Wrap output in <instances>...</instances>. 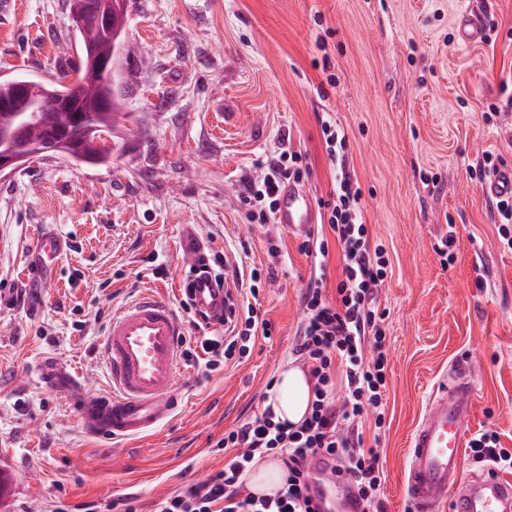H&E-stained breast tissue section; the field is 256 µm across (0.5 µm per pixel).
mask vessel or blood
Wrapping results in <instances>:
<instances>
[{
    "label": "vessel or blood",
    "mask_w": 512,
    "mask_h": 512,
    "mask_svg": "<svg viewBox=\"0 0 512 512\" xmlns=\"http://www.w3.org/2000/svg\"><path fill=\"white\" fill-rule=\"evenodd\" d=\"M484 19L467 10L457 25L460 44L482 39ZM487 195L512 196V166H500L485 183ZM278 225L293 237L311 234L316 222L305 187L291 184L279 199ZM190 301L200 311L218 313L224 307L212 282L194 274L188 279ZM182 322L165 298L147 291L115 311L103 338L102 358L112 385L109 395L78 390L73 394L79 419L92 435L125 440L166 420L179 402V353ZM477 399L469 367L456 370L430 396L415 426L407 455L404 491L414 512H512V481L496 473L467 475L463 448L472 429L470 417ZM316 476L313 495L320 512H356L352 486L323 457L309 464Z\"/></svg>",
    "instance_id": "vessel-or-blood-1"
}]
</instances>
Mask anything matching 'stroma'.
<instances>
[{
  "mask_svg": "<svg viewBox=\"0 0 512 512\" xmlns=\"http://www.w3.org/2000/svg\"><path fill=\"white\" fill-rule=\"evenodd\" d=\"M470 7L497 26L494 43L456 44L455 20ZM79 54L69 0H13L0 17V77L54 84ZM325 54L331 88L314 65ZM507 80L512 0H127L110 162L50 151L0 178V292L41 293L0 304V512L119 497L153 512L223 467L215 442L258 412L268 381L296 361L313 271L277 224L248 223L243 183L286 132L308 155L304 185L320 202L334 184L320 129L329 117L345 131L366 222L390 260L379 297L385 423L362 428L383 465L385 512H413L410 437L458 365L476 368L473 433L496 431L512 450V249L468 174L487 152L512 165V134L483 114ZM45 232L67 243L49 282L30 267ZM270 237L284 253L259 297L273 338L213 372L184 363L181 406L155 432L112 451L41 379L53 361L89 392H110L100 351L113 311L146 290L180 308L182 245L223 253L235 281L265 263Z\"/></svg>",
  "mask_w": 512,
  "mask_h": 512,
  "instance_id": "obj_1",
  "label": "stroma"
}]
</instances>
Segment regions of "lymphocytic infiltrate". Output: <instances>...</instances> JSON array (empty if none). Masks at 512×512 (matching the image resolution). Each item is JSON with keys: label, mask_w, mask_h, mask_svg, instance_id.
<instances>
[{"label": "lymphocytic infiltrate", "mask_w": 512, "mask_h": 512, "mask_svg": "<svg viewBox=\"0 0 512 512\" xmlns=\"http://www.w3.org/2000/svg\"><path fill=\"white\" fill-rule=\"evenodd\" d=\"M264 168L263 176L248 180L245 187L252 224L270 223L283 189L309 175L305 153L294 149L286 134ZM320 209L324 227L299 245L312 258L314 273L302 296L304 316L293 349L311 378L310 413L298 424L281 422L268 405L251 420L225 430L218 442L226 452L223 468L161 498L154 512H315L309 462L317 456L349 476L365 512H382L385 475L380 456L356 441L349 428L369 407L377 412L376 425L385 422L379 411L387 391L388 348L378 290L389 259L382 245L372 241L355 175L342 173ZM334 247L340 252L342 272L331 292L327 270ZM260 280V270L252 269L248 298L228 301L224 316L200 315L183 303L189 318H201L212 327L199 341L207 370L248 356L256 337L271 338V322L252 302ZM338 384L344 393L337 398L333 390ZM270 455L284 463V483L274 495L254 494L245 477L257 458Z\"/></svg>", "instance_id": "f902f5d3"}]
</instances>
